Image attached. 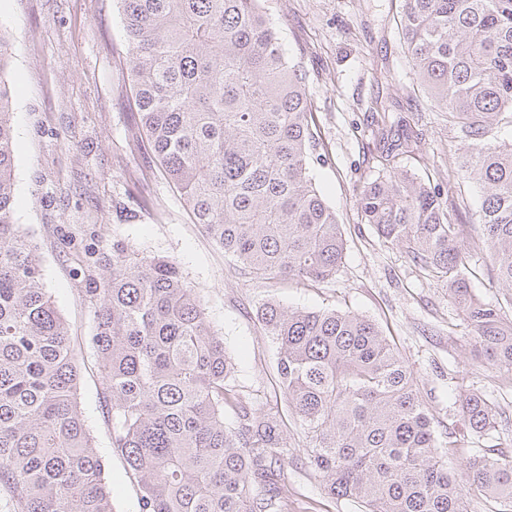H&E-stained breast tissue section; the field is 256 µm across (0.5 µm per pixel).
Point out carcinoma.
Here are the masks:
<instances>
[{"mask_svg":"<svg viewBox=\"0 0 512 512\" xmlns=\"http://www.w3.org/2000/svg\"><path fill=\"white\" fill-rule=\"evenodd\" d=\"M135 124L194 223L261 280L327 282L345 238L310 169L314 135L305 78L288 60L261 0H121ZM411 75L430 107L470 142L448 189L475 183L474 213L497 281L512 289V0H402ZM13 45L0 32V488L12 512H113L107 465L77 400L79 360L44 285L37 248L14 222ZM378 176L356 207L378 235L448 285L475 359L512 384V318L470 288L463 225L441 190L398 168L421 133L380 103ZM112 453L140 512H290L288 425L244 400L235 363L177 262L121 243L86 251ZM257 320L276 344V373L308 467L334 500L363 512H470L474 498L512 512V454L441 444L414 372L369 318L267 301ZM235 415L224 422L225 409ZM461 415L480 437L496 404L472 394ZM464 456L459 478L448 457Z\"/></svg>","mask_w":512,"mask_h":512,"instance_id":"1","label":"carcinoma"}]
</instances>
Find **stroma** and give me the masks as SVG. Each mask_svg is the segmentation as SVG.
Listing matches in <instances>:
<instances>
[{"label": "stroma", "mask_w": 512, "mask_h": 512, "mask_svg": "<svg viewBox=\"0 0 512 512\" xmlns=\"http://www.w3.org/2000/svg\"><path fill=\"white\" fill-rule=\"evenodd\" d=\"M401 0H262L277 24L290 62L306 76L312 98V175L335 208L346 240L343 263L324 284L253 279L192 223L186 204L156 161L131 117V95L119 61L127 41L119 0H0V29L14 45L4 75L14 126V221L37 246L44 282L65 318L81 368L78 391L93 443L107 461L115 512H139L138 491L111 453V423L100 396L91 345L94 321L84 302L76 257L64 239L97 254L124 243L146 257L175 260L203 299L213 331L236 362L234 385L243 398L287 413L277 387V349L256 318L274 300L291 309L336 308L366 316L397 344L413 369L419 395L438 438L461 448L512 453V389L498 387L494 369L471 357L469 330L443 283L428 279L405 247L379 237L355 206L362 186L378 174L369 107L378 100L392 117L423 134L421 151L398 159L399 169L447 189L448 166L467 144L448 116L412 90ZM452 189V188H449ZM448 211L466 225L473 290L512 316V290L493 277L480 228L471 217L479 189H452ZM484 394L497 405L493 438L465 425L462 399ZM309 440L288 429L292 512H361L331 502L302 465Z\"/></svg>", "instance_id": "obj_1"}]
</instances>
